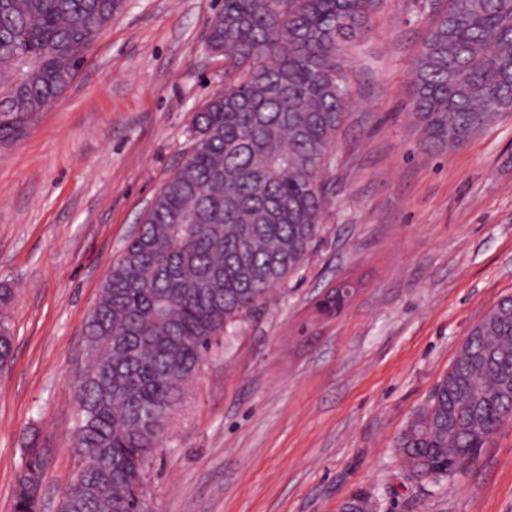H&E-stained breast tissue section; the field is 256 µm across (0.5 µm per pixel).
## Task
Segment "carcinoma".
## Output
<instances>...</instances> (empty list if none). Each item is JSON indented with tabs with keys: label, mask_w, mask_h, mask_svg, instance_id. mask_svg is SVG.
Returning a JSON list of instances; mask_svg holds the SVG:
<instances>
[{
	"label": "carcinoma",
	"mask_w": 512,
	"mask_h": 512,
	"mask_svg": "<svg viewBox=\"0 0 512 512\" xmlns=\"http://www.w3.org/2000/svg\"><path fill=\"white\" fill-rule=\"evenodd\" d=\"M118 0H0V145L22 137L72 81ZM378 0H223L206 42L224 92L195 116L187 159L164 183L102 283L76 378L74 447L84 464L57 512H130L176 407L231 329L307 263L320 240L321 170L348 105L341 53ZM424 147L441 153L512 113V0H448L411 74ZM338 288L316 320L343 307ZM0 288V370L11 359ZM512 419V295L464 340L396 439L408 477L442 487ZM42 448H29L13 512H39ZM357 492L341 512H377Z\"/></svg>",
	"instance_id": "obj_1"
}]
</instances>
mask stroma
I'll list each match as a JSON object with an SVG mask.
<instances>
[{
	"label": "stroma",
	"instance_id": "1",
	"mask_svg": "<svg viewBox=\"0 0 512 512\" xmlns=\"http://www.w3.org/2000/svg\"><path fill=\"white\" fill-rule=\"evenodd\" d=\"M222 0H125L74 80L0 148V287L13 360L0 372V512L26 449L46 453L40 512L83 460L75 378L101 283L224 89L205 43ZM432 0H381L347 49V118L328 151L320 242L296 277L210 357L147 471L152 512H512V421L438 490L411 483L395 441L469 330L512 295V115L431 153L410 106ZM348 280L336 318L301 333Z\"/></svg>",
	"mask_w": 512,
	"mask_h": 512
}]
</instances>
